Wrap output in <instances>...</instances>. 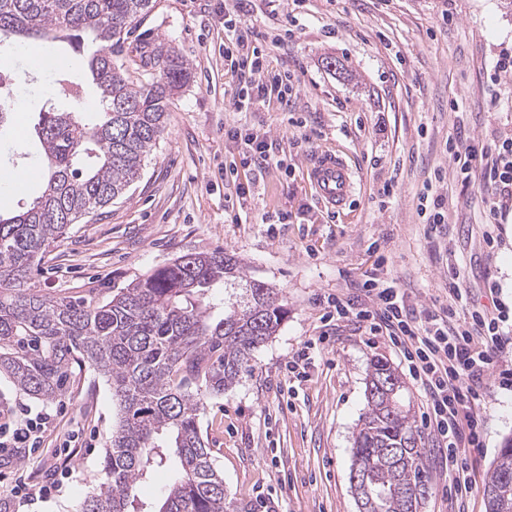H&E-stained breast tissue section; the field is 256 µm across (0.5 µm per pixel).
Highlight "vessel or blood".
I'll use <instances>...</instances> for the list:
<instances>
[{
    "label": "vessel or blood",
    "instance_id": "obj_1",
    "mask_svg": "<svg viewBox=\"0 0 512 512\" xmlns=\"http://www.w3.org/2000/svg\"><path fill=\"white\" fill-rule=\"evenodd\" d=\"M308 174L317 199L329 211L346 206L357 193V174L341 154L321 152Z\"/></svg>",
    "mask_w": 512,
    "mask_h": 512
}]
</instances>
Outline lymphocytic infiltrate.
<instances>
[{
  "mask_svg": "<svg viewBox=\"0 0 512 512\" xmlns=\"http://www.w3.org/2000/svg\"><path fill=\"white\" fill-rule=\"evenodd\" d=\"M224 29L234 48L228 56L231 67L252 75L237 95L236 109L249 108L270 92L281 104H289L293 86L287 75H264L260 32L253 25L230 19L225 20ZM460 148L471 158L480 153L491 157L481 171V183L489 191L486 221L495 223L500 209L512 202V138L481 148L464 144L459 137L449 139V152ZM323 303L325 320H352L368 335L384 337L398 349L426 399L423 423L439 450L447 452L449 472L458 476L450 495L468 496L472 486L463 475L473 452L483 446L484 422L474 406L490 376L499 375L502 386L512 385V372L498 368L500 358L512 353V336L503 331L512 311L502 304L492 310L475 305L461 315L450 307L439 312L419 309L377 270L359 283L354 297L330 294Z\"/></svg>",
  "mask_w": 512,
  "mask_h": 512,
  "instance_id": "obj_1",
  "label": "lymphocytic infiltrate"
}]
</instances>
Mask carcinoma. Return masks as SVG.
Wrapping results in <instances>:
<instances>
[{"instance_id":"carcinoma-1","label":"carcinoma","mask_w":512,"mask_h":512,"mask_svg":"<svg viewBox=\"0 0 512 512\" xmlns=\"http://www.w3.org/2000/svg\"><path fill=\"white\" fill-rule=\"evenodd\" d=\"M156 0H0V38L14 35L98 44L88 62L97 93L91 110L53 108L35 126L46 183L24 210L0 216V374L23 394L61 397L72 362L109 383L116 405L101 477L77 512L135 509L136 488L176 461L178 476L151 512H228L224 478L201 435L207 395L222 394L249 368L253 352L278 331L286 309L262 282L214 319L208 293L240 278L222 249L184 254L117 289L99 305L47 298L29 285L47 248L69 227L124 196L165 130L171 98L189 81L185 61L159 45L134 82L121 47ZM401 381L377 359L367 410L354 439L350 477L368 489L366 512H417L429 494L420 435L399 401ZM512 440L484 487L489 512H512Z\"/></svg>"}]
</instances>
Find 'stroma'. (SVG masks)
Masks as SVG:
<instances>
[{"label":"stroma","mask_w":512,"mask_h":512,"mask_svg":"<svg viewBox=\"0 0 512 512\" xmlns=\"http://www.w3.org/2000/svg\"><path fill=\"white\" fill-rule=\"evenodd\" d=\"M447 25H437L440 14ZM243 19L280 43L269 72H289L296 94L238 112L233 98L245 77L224 61V0H158L124 44L139 59L157 45L174 47L190 80L174 97L166 128L147 155L141 177L120 199L71 225L53 243L31 280L40 294L100 304L113 291L191 253L224 250L245 280L276 290L287 315L235 385L204 399L199 422L233 512H254L257 496H274L277 512H358L350 484L353 444L366 411L374 360L387 361L403 383L413 416L424 398L396 352L352 322L324 326L320 296L345 292L378 257L417 307L449 303L448 272L456 270L469 300L488 304L486 281L512 305V210L495 246L484 241L485 195L475 177L463 183L449 137L492 143L512 137V80L492 83L493 61L512 47V0H246ZM64 71L21 77L15 50L0 51V80L12 83L26 109L0 124V171L23 168L33 178L20 193L0 195L12 211L38 196L40 143L34 126L46 104L71 108L90 93L91 43L58 47ZM336 57L343 73L322 60ZM67 74L71 85L58 83ZM266 132L281 167L249 168L246 195L225 181L244 143H225L228 129ZM309 143H302V136ZM340 152L356 171V199L332 214L316 200L307 169L317 153ZM444 174L436 182V174ZM392 194H382L384 184ZM436 184L448 199V224L428 236L418 197ZM329 335L304 378L286 366L305 343ZM47 413L41 444L0 452V490L43 484L72 474L41 499L16 500L13 512H75L97 485L115 421L112 391L87 366L73 363L61 400L29 399L0 375V424L24 405ZM484 449L467 473L472 494L459 512H487L484 486L493 461L512 437V388L490 379L476 407ZM431 489L420 512H450L451 475L428 430H421Z\"/></svg>","instance_id":"35a3bbf8"}]
</instances>
